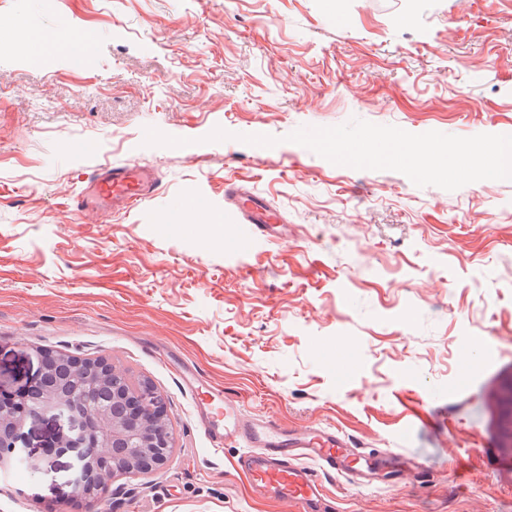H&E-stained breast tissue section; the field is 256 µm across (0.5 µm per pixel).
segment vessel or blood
<instances>
[{
  "label": "vessel or blood",
  "instance_id": "b4317fda",
  "mask_svg": "<svg viewBox=\"0 0 512 512\" xmlns=\"http://www.w3.org/2000/svg\"><path fill=\"white\" fill-rule=\"evenodd\" d=\"M156 182L146 167L133 164L100 166L77 196L78 210L107 215L109 207L132 209L154 190ZM225 196L233 211L262 234H272L278 216L249 189L229 185ZM197 419L213 448L242 446L236 464L256 491H269L293 502L298 512H332L320 474L345 475L356 483L366 480L365 456L335 429L316 426L290 430L259 418H244L233 400L215 404L197 400Z\"/></svg>",
  "mask_w": 512,
  "mask_h": 512
}]
</instances>
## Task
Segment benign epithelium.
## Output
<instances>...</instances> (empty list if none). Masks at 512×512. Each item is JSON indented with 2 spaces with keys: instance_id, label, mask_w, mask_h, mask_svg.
Instances as JSON below:
<instances>
[{
  "instance_id": "7a95c632",
  "label": "benign epithelium",
  "mask_w": 512,
  "mask_h": 512,
  "mask_svg": "<svg viewBox=\"0 0 512 512\" xmlns=\"http://www.w3.org/2000/svg\"><path fill=\"white\" fill-rule=\"evenodd\" d=\"M125 374L105 357L68 353L42 357L40 378L16 398L0 399V469L22 465L31 472L40 463L24 454L18 442L27 421L46 414L65 420L56 447L71 451L78 467L74 496L92 506L118 476H131L163 464L174 438L162 397L142 382L128 413L91 410L97 386L117 383Z\"/></svg>"
}]
</instances>
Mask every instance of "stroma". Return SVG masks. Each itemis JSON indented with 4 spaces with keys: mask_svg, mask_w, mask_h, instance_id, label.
<instances>
[{
    "mask_svg": "<svg viewBox=\"0 0 512 512\" xmlns=\"http://www.w3.org/2000/svg\"><path fill=\"white\" fill-rule=\"evenodd\" d=\"M0 16L17 22L0 48V393L37 378L38 350L100 355L163 395L174 433L166 462L114 480L99 512H297L252 495L239 446L211 447L185 369L244 417L416 461L394 483L326 478L335 512H512L497 402L512 180L420 187L287 139L355 118L512 135V0H0ZM44 30L92 32L95 48L80 68L65 51L32 61ZM148 126L189 144L144 146ZM218 127L229 139L208 141ZM106 162L151 167L159 186L105 218L76 212ZM228 180L281 218L275 237L226 219ZM189 198L210 224L188 213L161 232ZM59 429L25 425L44 466L0 476V512H83Z\"/></svg>",
    "mask_w": 512,
    "mask_h": 512,
    "instance_id": "35a3bbf8",
    "label": "stroma"
}]
</instances>
